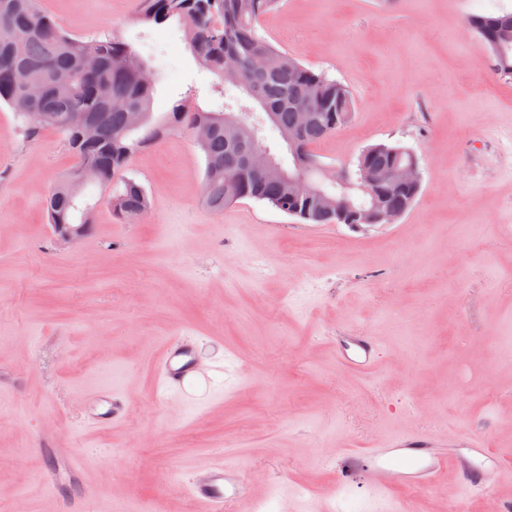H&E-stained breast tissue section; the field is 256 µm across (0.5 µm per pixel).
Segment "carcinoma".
<instances>
[{
    "instance_id": "cac0c4a2",
    "label": "carcinoma",
    "mask_w": 512,
    "mask_h": 512,
    "mask_svg": "<svg viewBox=\"0 0 512 512\" xmlns=\"http://www.w3.org/2000/svg\"><path fill=\"white\" fill-rule=\"evenodd\" d=\"M280 0H141L139 20L150 26L177 21L193 56L225 85L229 63L240 64L247 98L271 114L270 123L278 137H284L294 122L295 112L305 109L319 116L308 128L296 149H286L292 163L317 159L313 148L336 133L331 119L338 112H355V102L343 84L304 66L257 32L258 20L275 10ZM467 24L479 47L490 57L500 77L512 79V12L473 14ZM0 34L11 41L0 45V102L5 103L21 122L27 138L45 129L64 136L77 165L61 177L45 202L48 223L72 224L75 200L86 197L82 170L92 167L101 186H112V211L127 223L138 221L149 209L144 187L126 176L135 154L172 132H193L211 128L210 136L195 145L202 152L205 168L202 198L213 212L224 211V190L235 185L242 199L266 202L302 216L303 205L288 196V182L265 179L242 172L229 152L227 143L237 133H252L255 144L268 148L262 136L265 124L255 118L239 127L224 124V114L233 106L206 110L196 104L197 91L190 89L171 109L157 116L151 112L154 79L146 78L144 59L118 35L104 40H85L66 33L44 15L37 0H0ZM265 59L263 68L250 67L253 58ZM95 65L83 66L87 58ZM41 86L45 98L34 100L31 90ZM39 113L38 124L30 123V113ZM404 156L392 158L380 151L364 155L370 169L401 165Z\"/></svg>"
}]
</instances>
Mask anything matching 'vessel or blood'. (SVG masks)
I'll return each instance as SVG.
<instances>
[{
    "label": "vessel or blood",
    "instance_id": "vessel-or-blood-1",
    "mask_svg": "<svg viewBox=\"0 0 512 512\" xmlns=\"http://www.w3.org/2000/svg\"><path fill=\"white\" fill-rule=\"evenodd\" d=\"M331 344L337 364L361 375L375 371L379 339L371 331L340 324ZM161 369L166 384L182 394H192L201 384L196 348L189 337L179 334L171 338L162 356ZM127 408V399L118 390L105 386L97 390L86 416L93 427L106 429L121 423ZM365 452L374 464L375 480L382 490L433 486L439 473L451 466L464 493L481 491L484 500L492 502L495 512H512V498L496 496L489 483L490 469L501 468L502 462L482 434L463 437L444 431L432 435L410 431L367 444ZM39 454L62 462L61 467L43 470L45 487L56 490L64 482L83 480L85 463L71 449L43 448ZM244 493L245 482L239 470L220 461L209 465L190 488L192 498L205 512H223L226 502Z\"/></svg>",
    "mask_w": 512,
    "mask_h": 512
}]
</instances>
